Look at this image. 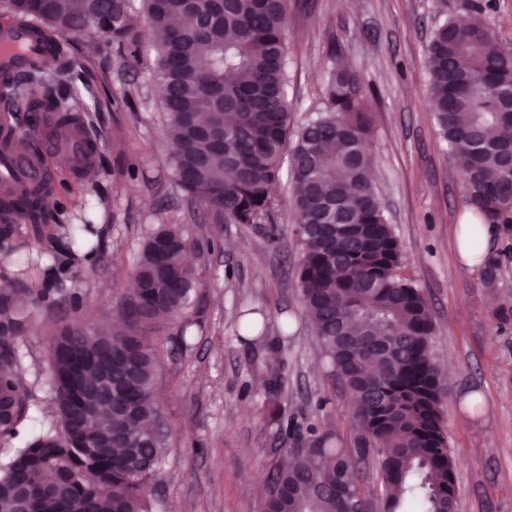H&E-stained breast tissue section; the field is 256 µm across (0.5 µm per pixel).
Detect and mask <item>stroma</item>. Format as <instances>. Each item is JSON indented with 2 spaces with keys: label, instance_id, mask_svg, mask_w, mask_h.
<instances>
[{
  "label": "stroma",
  "instance_id": "1",
  "mask_svg": "<svg viewBox=\"0 0 512 512\" xmlns=\"http://www.w3.org/2000/svg\"><path fill=\"white\" fill-rule=\"evenodd\" d=\"M292 52L288 91L294 122L323 108L335 62L358 74L369 99L368 147L373 181L403 253L402 275L425 296L435 330L432 352L451 369L443 400L448 446L455 461L459 512H512V319L497 315L512 298V234L499 233L492 251L503 267L494 287L481 271L461 274L456 230L471 214L461 174L441 142L429 93L426 47L452 16L479 14L494 39L512 51V0H289ZM62 84L76 87L86 110L82 125L97 145L95 180L50 162V197L71 209L96 187L98 220L111 230L95 265L79 268L51 308L35 310L18 349L25 378L40 397L47 342L61 325H111L131 282L141 243L154 225L180 213L200 241L193 261L202 276L190 315V350H174L159 370L157 399L165 466L154 492L158 512H264L265 498L248 486L290 455L269 422L272 405L301 429L353 445L355 408L326 363L298 288L301 248L281 175L279 245L263 225L211 223L206 208L174 195L157 122L154 53L140 57L114 44L70 40ZM80 293L73 309L71 293ZM260 309L280 337L285 366L277 395L252 377L259 361L237 335L241 309Z\"/></svg>",
  "mask_w": 512,
  "mask_h": 512
}]
</instances>
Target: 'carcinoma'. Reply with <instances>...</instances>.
I'll return each mask as SVG.
<instances>
[{"label":"carcinoma","instance_id":"1","mask_svg":"<svg viewBox=\"0 0 512 512\" xmlns=\"http://www.w3.org/2000/svg\"><path fill=\"white\" fill-rule=\"evenodd\" d=\"M140 2L154 42L153 76L168 142L165 164L179 193L204 204L214 224L265 225L279 243L271 188L289 154L301 246L298 288L343 388L359 403L354 447L333 448L310 433L292 449L293 465L269 478L265 512H371L352 464L377 462L383 512H449L454 461L447 446L444 382L433 360L434 321L417 288L400 274L402 253L371 181L363 88L345 66L330 71L325 109L294 126L288 101L285 0H6L11 15L59 38H106L134 52L142 35L130 23ZM430 96L440 135L455 156L462 188L481 224L467 230L484 284L500 277V255L483 249L481 225L512 232V116L499 89H512V53L483 21L450 19L427 46ZM29 111L68 125L81 111L77 90L60 96L14 85ZM30 191L24 219H44ZM90 223L68 229L53 282L72 273V244ZM197 241L175 217L143 241L135 288L121 297V319L106 329L67 324L51 336L46 377L52 421L0 461V512H154L150 484L163 455L156 431L157 371L166 342L144 326L184 314L198 272L186 257ZM55 289L20 280L0 288V445L30 421L36 398L21 381L16 341L30 315L17 297L52 305ZM270 421L296 437L278 405ZM124 432L128 444L112 433ZM352 456L354 463L346 460Z\"/></svg>","mask_w":512,"mask_h":512}]
</instances>
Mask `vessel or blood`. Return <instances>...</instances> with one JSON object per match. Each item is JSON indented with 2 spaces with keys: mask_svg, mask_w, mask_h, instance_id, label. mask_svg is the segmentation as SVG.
<instances>
[{
  "mask_svg": "<svg viewBox=\"0 0 512 512\" xmlns=\"http://www.w3.org/2000/svg\"><path fill=\"white\" fill-rule=\"evenodd\" d=\"M58 42V37L36 25L1 22L0 71L10 75L27 70L46 59ZM26 137L22 130L0 126V199L15 206L22 205L27 189L47 182L52 156L66 154L77 167L92 159L90 140L81 127L57 135L40 133L32 149L23 147Z\"/></svg>",
  "mask_w": 512,
  "mask_h": 512,
  "instance_id": "obj_1",
  "label": "vessel or blood"
}]
</instances>
